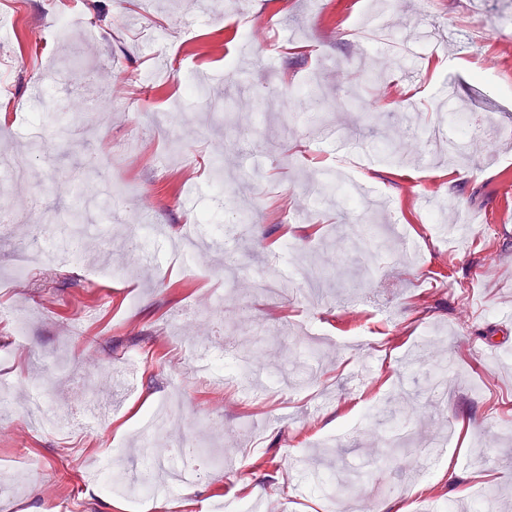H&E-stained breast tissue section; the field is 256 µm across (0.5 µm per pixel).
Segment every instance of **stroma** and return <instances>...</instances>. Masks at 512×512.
Here are the masks:
<instances>
[{
	"label": "stroma",
	"instance_id": "stroma-1",
	"mask_svg": "<svg viewBox=\"0 0 512 512\" xmlns=\"http://www.w3.org/2000/svg\"><path fill=\"white\" fill-rule=\"evenodd\" d=\"M61 10L82 40L58 35ZM380 13L415 52L391 69L397 44L346 33ZM131 71L139 92L113 98L112 77ZM0 82V154L30 159L23 188L0 168V210L17 217L0 227V315L26 319L20 338L0 318V379L15 384L0 404V512H212L231 499L512 512V377L482 356L486 341L512 344V0H0ZM306 86L327 107L287 111ZM85 94L111 113L85 109ZM175 107L176 129L158 123ZM448 112L482 124L458 153ZM314 125L367 157L358 181L384 203L368 211L385 230L371 246L349 241L358 211L311 195L341 163L335 142L308 138ZM90 163L106 174L81 202ZM37 203L51 242L21 279ZM298 211L307 223L281 222ZM244 218L255 236L234 271L220 248L173 263L187 226L211 240ZM138 224L161 232L135 252ZM443 224L470 233L446 239ZM71 239L82 260L59 268ZM262 276L277 295L257 291ZM190 347L228 368L254 357L262 388L195 377ZM36 384L59 415L118 403L95 436L40 428L26 413ZM165 401L182 418L162 445L192 435L198 474L174 491L160 472L134 507L101 493L104 460L141 469L139 430ZM396 433L407 452L395 461ZM429 444L441 452L425 462ZM356 470L364 481L337 496ZM477 486L497 498L476 502Z\"/></svg>",
	"mask_w": 512,
	"mask_h": 512
}]
</instances>
